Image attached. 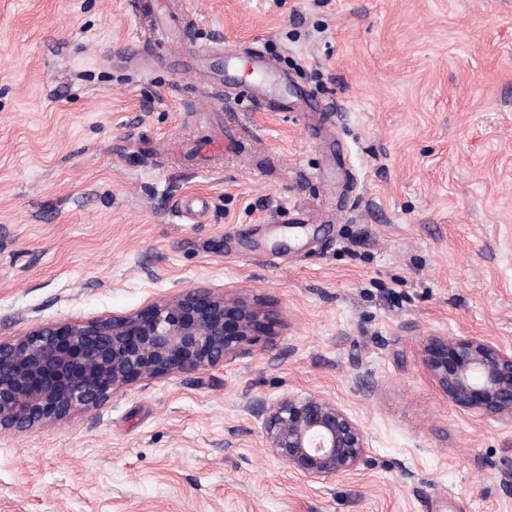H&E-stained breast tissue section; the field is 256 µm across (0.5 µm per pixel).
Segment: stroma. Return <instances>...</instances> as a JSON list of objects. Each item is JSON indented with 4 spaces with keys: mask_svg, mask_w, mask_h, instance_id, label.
Instances as JSON below:
<instances>
[{
    "mask_svg": "<svg viewBox=\"0 0 512 512\" xmlns=\"http://www.w3.org/2000/svg\"><path fill=\"white\" fill-rule=\"evenodd\" d=\"M133 2L0 0V340L177 285L268 318L252 355L0 435V512H512V423L422 362L512 349V0H167L225 52L147 67L115 54L155 49ZM256 51L268 98L217 97ZM286 393L351 414L369 467L264 448L247 407Z\"/></svg>",
    "mask_w": 512,
    "mask_h": 512,
    "instance_id": "1",
    "label": "stroma"
}]
</instances>
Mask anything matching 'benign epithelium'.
I'll return each instance as SVG.
<instances>
[{
	"instance_id": "7a95c632",
	"label": "benign epithelium",
	"mask_w": 512,
	"mask_h": 512,
	"mask_svg": "<svg viewBox=\"0 0 512 512\" xmlns=\"http://www.w3.org/2000/svg\"><path fill=\"white\" fill-rule=\"evenodd\" d=\"M261 308L246 296L181 288L144 312L45 324L0 341V434L100 405L136 380L188 375L252 353ZM423 362L456 406L512 422V350L477 336L429 338ZM265 447L306 481L369 465L358 421L321 395L255 399Z\"/></svg>"
}]
</instances>
